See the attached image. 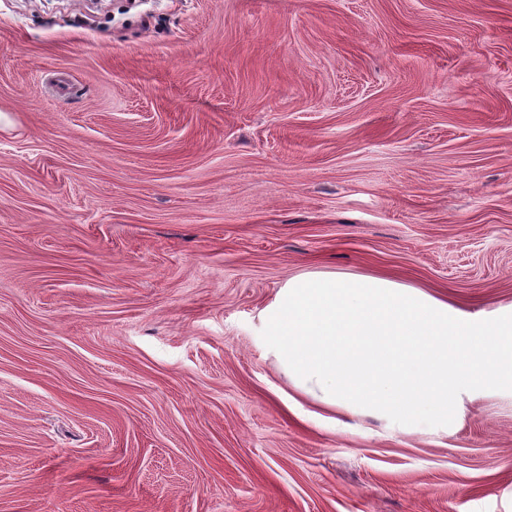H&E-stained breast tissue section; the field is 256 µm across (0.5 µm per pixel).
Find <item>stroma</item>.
Here are the masks:
<instances>
[{"label":"stroma","mask_w":512,"mask_h":512,"mask_svg":"<svg viewBox=\"0 0 512 512\" xmlns=\"http://www.w3.org/2000/svg\"><path fill=\"white\" fill-rule=\"evenodd\" d=\"M308 272L512 310V0H0V512H512V391L265 353Z\"/></svg>","instance_id":"1"}]
</instances>
